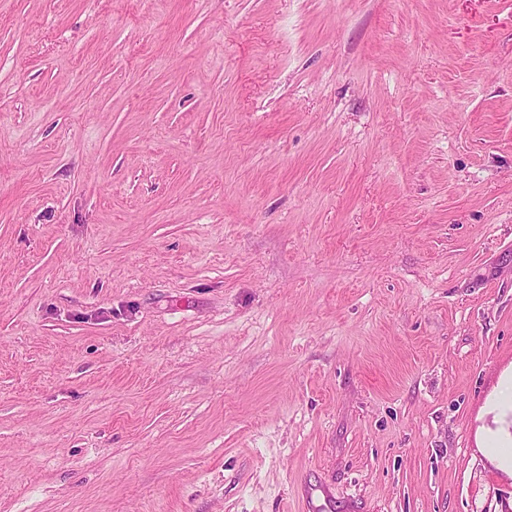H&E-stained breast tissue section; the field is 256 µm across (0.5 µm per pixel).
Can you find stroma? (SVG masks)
I'll use <instances>...</instances> for the list:
<instances>
[{"mask_svg":"<svg viewBox=\"0 0 512 512\" xmlns=\"http://www.w3.org/2000/svg\"><path fill=\"white\" fill-rule=\"evenodd\" d=\"M512 0H0V512H512ZM502 387L498 398H492L489 402L487 411L504 416L509 409L512 411V370L505 373Z\"/></svg>","mask_w":512,"mask_h":512,"instance_id":"35a3bbf8","label":"stroma"}]
</instances>
